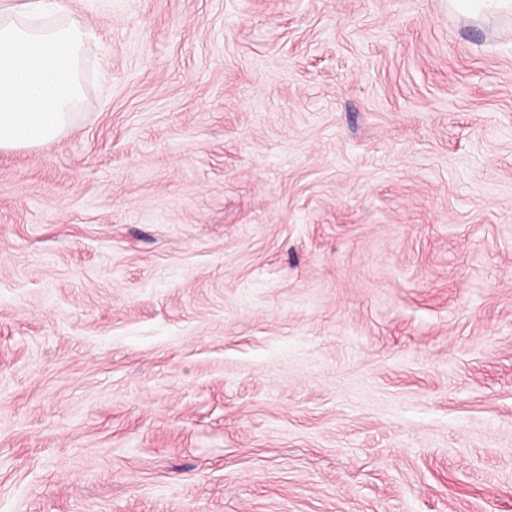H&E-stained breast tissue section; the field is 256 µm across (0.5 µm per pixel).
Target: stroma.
<instances>
[{
    "label": "stroma",
    "mask_w": 512,
    "mask_h": 512,
    "mask_svg": "<svg viewBox=\"0 0 512 512\" xmlns=\"http://www.w3.org/2000/svg\"><path fill=\"white\" fill-rule=\"evenodd\" d=\"M0 151V512H512V21L64 0Z\"/></svg>",
    "instance_id": "obj_1"
}]
</instances>
